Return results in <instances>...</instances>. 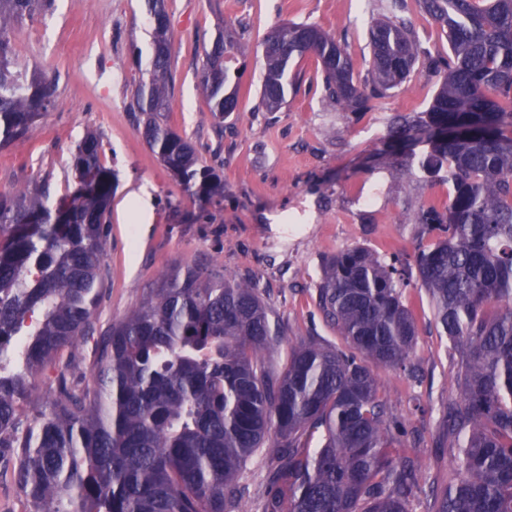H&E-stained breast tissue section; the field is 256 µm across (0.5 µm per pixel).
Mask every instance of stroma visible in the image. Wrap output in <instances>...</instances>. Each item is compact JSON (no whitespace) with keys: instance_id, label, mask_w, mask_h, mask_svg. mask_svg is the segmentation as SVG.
I'll return each mask as SVG.
<instances>
[{"instance_id":"obj_1","label":"stroma","mask_w":512,"mask_h":512,"mask_svg":"<svg viewBox=\"0 0 512 512\" xmlns=\"http://www.w3.org/2000/svg\"><path fill=\"white\" fill-rule=\"evenodd\" d=\"M167 10L174 77L168 122L192 143L200 165L223 177V194L189 198L130 109L147 67L140 55L152 40L145 0H56L52 13L16 28L19 63L55 78L56 91L36 130L0 150V192L37 188L57 200L72 180L77 143L97 132L101 161L117 177L99 329L137 307L163 271L186 263L215 266L256 286L284 331V345L271 356L274 367L285 362L289 344L339 345L315 304L324 259L355 246L386 257L413 253L421 239L415 211L448 197L447 184L404 178L387 139L393 116L427 110L437 76L418 72L381 109L355 115L323 104L317 62L307 57L297 65L299 91L278 111L261 112V42L270 27L283 21L321 26L345 39L363 75L368 28L385 14V0H167ZM230 18L245 24L230 64L241 92L237 111L220 121L198 74L204 48ZM144 188L150 206L139 217L129 204ZM404 298L419 332L416 373L390 369L379 377L391 412L415 430L393 450L422 465L423 492L411 510L434 512L432 491L446 488L451 471L441 424L458 394L460 358L438 334L425 289L408 287ZM271 462L268 449H258L239 473L248 512H263Z\"/></svg>"}]
</instances>
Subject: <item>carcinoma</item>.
<instances>
[{
	"mask_svg": "<svg viewBox=\"0 0 512 512\" xmlns=\"http://www.w3.org/2000/svg\"><path fill=\"white\" fill-rule=\"evenodd\" d=\"M154 24L150 68L134 93L142 133L189 196L224 192L193 145L166 122L171 110L170 18L147 0ZM52 0H0V148L29 135L53 101V83L21 71L18 21ZM448 41L434 55L405 18L407 0L369 29L366 78L344 42L318 25L285 22L264 37L261 105L281 108L297 63L313 55L324 102L372 111L419 70L439 78L429 108L396 116L388 138L418 142L401 170L448 184V201L419 208L431 236L412 258L365 247L326 260L316 305L343 347L301 342L282 371V342L256 288L216 269L175 265L143 302L98 332L108 271L112 170L98 134L73 158L71 187L0 194V462L28 512H248L238 476L258 448L276 461L265 512H410L420 464L390 448L409 434L391 415L378 370L415 375L413 314L403 299L416 279L431 297L439 333L463 353L448 407L455 449L436 512H512V0H416ZM230 38L204 50L199 87L219 120L237 111L226 58ZM91 344L89 371L78 370ZM55 370L48 407L18 413L31 379ZM323 430L321 447L306 436Z\"/></svg>",
	"mask_w": 512,
	"mask_h": 512,
	"instance_id": "1",
	"label": "carcinoma"
}]
</instances>
